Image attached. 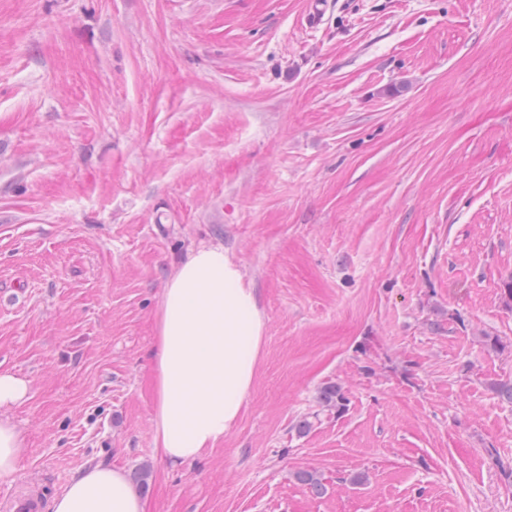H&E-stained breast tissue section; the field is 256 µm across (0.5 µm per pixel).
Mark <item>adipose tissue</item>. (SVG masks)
<instances>
[{"mask_svg": "<svg viewBox=\"0 0 512 512\" xmlns=\"http://www.w3.org/2000/svg\"><path fill=\"white\" fill-rule=\"evenodd\" d=\"M265 322L253 289L219 247L193 250L169 278L153 350L156 450L183 463L223 440L254 381ZM28 379L0 372V480L12 478L24 438L8 408L27 399ZM50 512H146L123 469L92 464L53 498Z\"/></svg>", "mask_w": 512, "mask_h": 512, "instance_id": "1", "label": "adipose tissue"}]
</instances>
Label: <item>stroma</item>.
Masks as SVG:
<instances>
[{
	"instance_id": "35a3bbf8",
	"label": "stroma",
	"mask_w": 512,
	"mask_h": 512,
	"mask_svg": "<svg viewBox=\"0 0 512 512\" xmlns=\"http://www.w3.org/2000/svg\"><path fill=\"white\" fill-rule=\"evenodd\" d=\"M310 2L0 0V371L31 382L0 494L105 462L147 512H512V0ZM201 246L266 328L173 465L151 351ZM319 402L328 410H336V413L345 409L347 398L341 388L335 382H327L320 387L318 393Z\"/></svg>"
}]
</instances>
